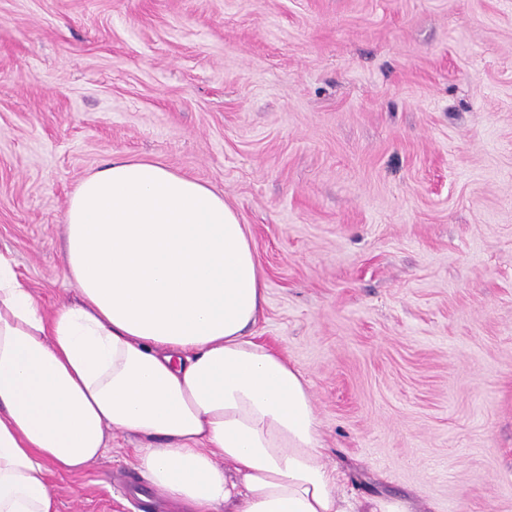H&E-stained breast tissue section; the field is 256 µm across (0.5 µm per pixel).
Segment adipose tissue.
Instances as JSON below:
<instances>
[{"label": "adipose tissue", "mask_w": 512, "mask_h": 512, "mask_svg": "<svg viewBox=\"0 0 512 512\" xmlns=\"http://www.w3.org/2000/svg\"><path fill=\"white\" fill-rule=\"evenodd\" d=\"M75 303L44 309L0 255V512H52L115 428L183 512H352L302 374L247 336L266 277L222 196L115 157L66 210Z\"/></svg>", "instance_id": "obj_1"}]
</instances>
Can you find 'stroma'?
<instances>
[{"label": "stroma", "instance_id": "1", "mask_svg": "<svg viewBox=\"0 0 512 512\" xmlns=\"http://www.w3.org/2000/svg\"><path fill=\"white\" fill-rule=\"evenodd\" d=\"M115 157L248 224L255 341L312 393L353 503L512 512V0H0V254L45 309ZM113 430L56 512H136Z\"/></svg>", "mask_w": 512, "mask_h": 512}]
</instances>
